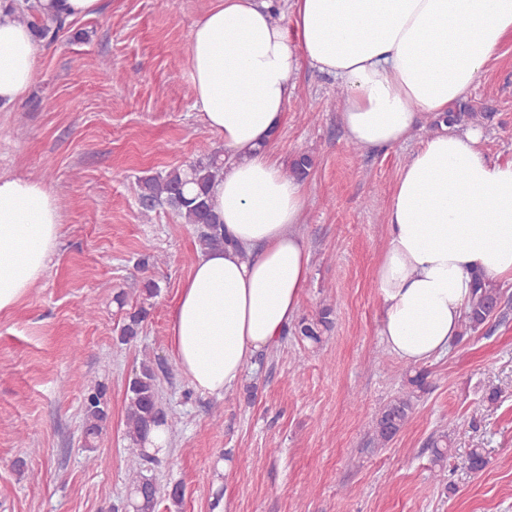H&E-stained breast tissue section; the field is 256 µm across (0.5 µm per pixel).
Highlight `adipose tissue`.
Masks as SVG:
<instances>
[{
  "mask_svg": "<svg viewBox=\"0 0 512 512\" xmlns=\"http://www.w3.org/2000/svg\"><path fill=\"white\" fill-rule=\"evenodd\" d=\"M269 0H218L190 33L193 107L224 141L212 193L223 248L197 255L170 320L175 359L198 391L221 395L251 355L297 319L310 273L299 231L303 182L275 155L300 64L335 78L348 140L387 150L475 90L505 37L512 0H291L296 36ZM36 38L0 0V108L35 79ZM477 128L442 126L401 168L375 269L380 334L409 365L447 353L475 280L512 281V160L493 161ZM57 200L41 181L0 176V311L48 272Z\"/></svg>",
  "mask_w": 512,
  "mask_h": 512,
  "instance_id": "obj_1",
  "label": "adipose tissue"
}]
</instances>
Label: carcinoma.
<instances>
[{
	"label": "carcinoma",
	"mask_w": 512,
	"mask_h": 512,
	"mask_svg": "<svg viewBox=\"0 0 512 512\" xmlns=\"http://www.w3.org/2000/svg\"><path fill=\"white\" fill-rule=\"evenodd\" d=\"M22 19L33 28L38 40L52 43L66 25L64 19L45 20L34 14ZM314 165L307 153L297 155L291 162L290 172L301 178L309 174ZM224 177V159L214 153L185 167H174L156 175L138 178V198L142 215L149 217L158 208L167 207L176 212L186 224L196 227L201 251L224 247V226L219 224L215 212L216 203L210 193L211 185ZM501 303L500 289L477 283L475 296L470 304L462 334L479 331L497 315ZM332 308L325 305L313 319L303 318L295 327V333L311 343L321 341L322 330L331 324ZM148 310L141 306L128 313L120 328L118 340L127 344L140 334ZM414 395L409 392L390 400L376 417L372 442L384 447L408 424L414 413ZM126 411L124 439L128 454L129 470L132 473L127 496L130 512H154L159 488L152 476L144 473V466L151 456L144 444L153 427L161 424L173 428L179 421L178 414L164 413L160 405L159 387L154 363L150 356L140 362L139 370L129 380L126 389ZM85 420V447L90 452L88 461L94 465L106 463V459L95 454V442L102 433L110 415L106 388L102 384L88 387L83 395ZM434 461L439 466L435 478L444 476L443 463L448 457V435L438 434L429 441Z\"/></svg>",
	"instance_id": "obj_1"
}]
</instances>
